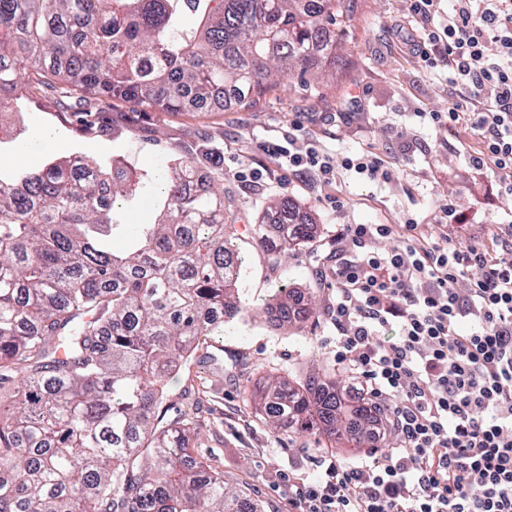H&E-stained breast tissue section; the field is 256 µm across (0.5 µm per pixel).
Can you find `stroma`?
<instances>
[{"label": "stroma", "instance_id": "1", "mask_svg": "<svg viewBox=\"0 0 512 512\" xmlns=\"http://www.w3.org/2000/svg\"><path fill=\"white\" fill-rule=\"evenodd\" d=\"M356 47L337 71L325 101L306 98L297 79L286 78L257 107L228 112H131L112 103V131L91 138L52 112L35 109L0 118V174L41 167L48 157L88 154L124 162L147 175L166 167L200 140L224 152V190L245 258L239 319L202 340L196 358L169 379L171 403L182 404L184 390L202 401L201 427L194 452L260 512H288L289 474L314 475L313 461L333 456L349 463L364 459L369 444L328 442L318 430H278L257 411L254 391L278 378L294 385L318 375L355 391L359 383L335 359L336 329L325 312L334 294L321 274L322 259L336 247L346 224L415 222L431 241L480 242L500 246L512 226V196L499 194L492 170L470 168L468 158L481 141L464 126L438 131L423 123V112H444L454 95L448 74H428L408 38L418 37L405 0H358L350 21ZM316 146L333 163L343 156L372 152L393 176L372 182L356 173L320 181L289 167L280 150L303 152ZM261 173L257 183L235 177L240 165ZM289 199L312 224L310 238L271 266L253 242L271 201ZM340 207H333V200ZM449 202L463 221L446 225L439 206ZM281 288H291L314 317L293 322L270 317L266 305ZM210 352L220 369L202 366Z\"/></svg>", "mask_w": 512, "mask_h": 512}]
</instances>
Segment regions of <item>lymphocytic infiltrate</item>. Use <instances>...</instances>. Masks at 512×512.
<instances>
[{"label": "lymphocytic infiltrate", "instance_id": "lymphocytic-infiltrate-1", "mask_svg": "<svg viewBox=\"0 0 512 512\" xmlns=\"http://www.w3.org/2000/svg\"><path fill=\"white\" fill-rule=\"evenodd\" d=\"M408 2L425 68L458 82L447 111L424 120L478 131L470 165L512 195V0ZM340 249L329 270L336 361L379 401L383 422L361 428L363 441L399 445L290 477L293 512H512V245L493 253L425 241L412 224H348ZM395 319L398 336L383 339Z\"/></svg>", "mask_w": 512, "mask_h": 512}]
</instances>
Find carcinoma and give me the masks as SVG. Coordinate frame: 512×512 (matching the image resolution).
Instances as JSON below:
<instances>
[{"instance_id":"carcinoma-1","label":"carcinoma","mask_w":512,"mask_h":512,"mask_svg":"<svg viewBox=\"0 0 512 512\" xmlns=\"http://www.w3.org/2000/svg\"><path fill=\"white\" fill-rule=\"evenodd\" d=\"M356 0H0V112L52 107L87 135L118 99L135 112L253 108L295 77L311 99L347 54ZM188 16L193 25L184 23ZM218 148L167 166L154 221L115 203L128 166L87 156L0 178V512H257L196 458L194 418L164 382L238 313L242 259ZM272 263L303 244L288 199ZM258 411L327 439L372 422L333 382L280 381Z\"/></svg>"}]
</instances>
